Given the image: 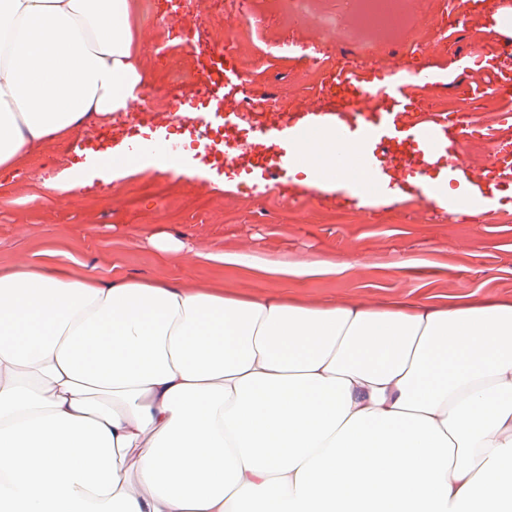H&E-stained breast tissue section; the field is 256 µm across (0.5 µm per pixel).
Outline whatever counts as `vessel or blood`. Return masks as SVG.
<instances>
[{
	"mask_svg": "<svg viewBox=\"0 0 512 512\" xmlns=\"http://www.w3.org/2000/svg\"><path fill=\"white\" fill-rule=\"evenodd\" d=\"M195 62L198 90L181 99L176 111L154 112L148 102L142 101L136 105L137 113L149 117L158 129L180 123L190 136L201 140L208 138L214 128H236L247 123L248 115L260 119L267 112V93L244 79L230 52L206 46L198 49ZM445 81L444 75L419 65L400 76L373 83L353 62L338 60L309 106L253 125L251 147L275 153L295 135L316 127L329 129L340 144L359 138L365 151L350 159L348 165L360 169L363 177L346 182L343 193L347 196L362 190L377 192L376 171L380 168L392 172L409 169L425 175L439 167L447 169L456 183L511 181V148L500 150L478 172L465 163L461 153H449V142L464 144L471 136L483 133L484 127L474 112L456 116L422 108L415 88H436ZM111 146L108 136L86 138L77 144L80 152L104 169L114 163ZM179 156L177 144L170 142L162 146H131L123 160L130 165L148 158L173 164Z\"/></svg>",
	"mask_w": 512,
	"mask_h": 512,
	"instance_id": "b4317fda",
	"label": "vessel or blood"
}]
</instances>
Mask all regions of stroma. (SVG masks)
I'll return each mask as SVG.
<instances>
[{
	"label": "stroma",
	"instance_id": "35a3bbf8",
	"mask_svg": "<svg viewBox=\"0 0 512 512\" xmlns=\"http://www.w3.org/2000/svg\"><path fill=\"white\" fill-rule=\"evenodd\" d=\"M212 2L201 0L199 8L208 45L220 47L233 40V54L247 80L263 90L282 92L290 111H299L320 74L302 63L289 66L277 57L274 47L288 41L320 43V25L310 21L293 31L279 16L270 15L253 37L245 17H226ZM437 2L407 0L406 5L421 22V57L429 68L452 72L466 57L490 54L491 47L480 32L462 20H454L450 38L436 36ZM136 3L143 50H151L166 30L175 43L166 64L150 66L149 85L140 91L157 111L166 112L174 106L167 94L169 70L181 72L192 64L193 51L186 45L189 32L172 28L165 0ZM417 94L435 102L441 111L478 112L491 128L497 127L499 114L512 110V103L499 97H467L451 83L434 90L421 88ZM101 126V120L86 121L67 137L41 144L14 170L0 173V182L11 186L7 196L0 198L1 269L20 262L48 264L52 252L59 251L78 275L94 267L138 280L175 279L189 288L218 282L243 294L286 289L309 300L333 294L370 303L433 294L512 300L511 208L489 211L480 222L405 202L389 211L362 209L314 191H289L283 168L277 172V187L261 193L250 181L265 178L269 158L264 154L254 158L255 170L249 176L241 167L220 165V172L239 178L234 189L224 192L213 191L206 178L177 177L147 166L125 179L98 183L52 202L34 198L38 176H53L64 165L74 164L75 140L95 136ZM153 233L184 240L198 251L232 249L246 241L271 260H324L347 263L351 269L277 282L241 278L156 253L145 241ZM404 258L414 259V266L399 267Z\"/></svg>",
	"mask_w": 512,
	"mask_h": 512
}]
</instances>
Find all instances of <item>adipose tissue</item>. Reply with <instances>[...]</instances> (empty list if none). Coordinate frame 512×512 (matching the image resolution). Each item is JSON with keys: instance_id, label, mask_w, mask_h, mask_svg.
Returning a JSON list of instances; mask_svg holds the SVG:
<instances>
[{"instance_id": "ef3b65f1", "label": "adipose tissue", "mask_w": 512, "mask_h": 512, "mask_svg": "<svg viewBox=\"0 0 512 512\" xmlns=\"http://www.w3.org/2000/svg\"><path fill=\"white\" fill-rule=\"evenodd\" d=\"M138 33L135 0H0V167L127 114ZM358 150L318 131L288 172L333 194ZM201 259L336 271L244 245ZM449 356L464 367L435 374ZM0 512H512V303L0 270Z\"/></svg>"}]
</instances>
